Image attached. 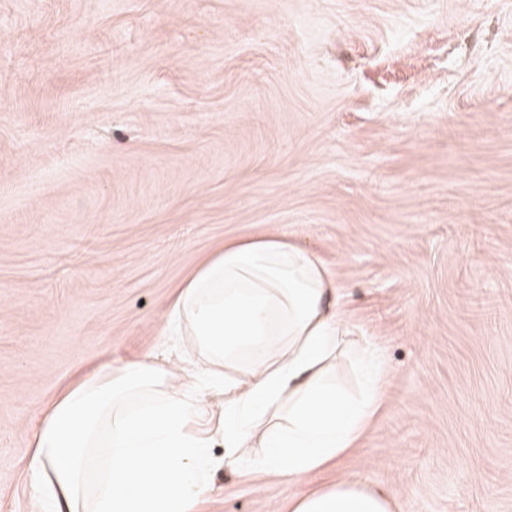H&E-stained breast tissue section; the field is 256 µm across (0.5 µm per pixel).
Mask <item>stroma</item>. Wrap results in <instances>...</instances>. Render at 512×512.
Masks as SVG:
<instances>
[{
  "label": "stroma",
  "instance_id": "stroma-1",
  "mask_svg": "<svg viewBox=\"0 0 512 512\" xmlns=\"http://www.w3.org/2000/svg\"><path fill=\"white\" fill-rule=\"evenodd\" d=\"M319 253L387 374L339 467L404 512H512V0H0V512L50 404L177 361L230 240ZM194 512H289L219 468Z\"/></svg>",
  "mask_w": 512,
  "mask_h": 512
}]
</instances>
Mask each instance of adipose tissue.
<instances>
[{
  "label": "adipose tissue",
  "mask_w": 512,
  "mask_h": 512,
  "mask_svg": "<svg viewBox=\"0 0 512 512\" xmlns=\"http://www.w3.org/2000/svg\"><path fill=\"white\" fill-rule=\"evenodd\" d=\"M348 293L323 260L281 234L225 243L185 281L166 316L197 357L198 388L224 390V464L274 473L290 512H393L381 492L339 478L300 491L357 446L382 400L384 358L358 357L362 390L331 380L349 334ZM195 390L175 366L105 365L63 390L29 468L52 512H193L214 466Z\"/></svg>",
  "instance_id": "adipose-tissue-1"
}]
</instances>
